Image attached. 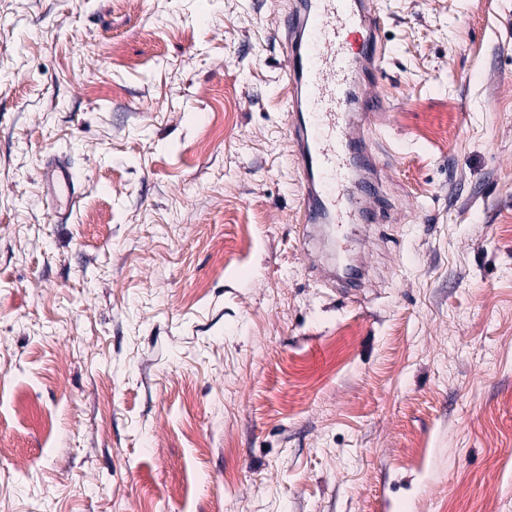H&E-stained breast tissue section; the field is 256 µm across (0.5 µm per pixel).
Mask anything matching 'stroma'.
Instances as JSON below:
<instances>
[{
  "mask_svg": "<svg viewBox=\"0 0 512 512\" xmlns=\"http://www.w3.org/2000/svg\"><path fill=\"white\" fill-rule=\"evenodd\" d=\"M384 8L337 234L288 0H0V512H512V0ZM44 185L51 197L58 200L64 197L66 206L74 202L76 197L74 177L63 161H54L45 168Z\"/></svg>",
  "mask_w": 512,
  "mask_h": 512,
  "instance_id": "35a3bbf8",
  "label": "stroma"
}]
</instances>
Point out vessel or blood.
Listing matches in <instances>:
<instances>
[{"label":"vessel or blood","instance_id":"vessel-or-blood-1","mask_svg":"<svg viewBox=\"0 0 512 512\" xmlns=\"http://www.w3.org/2000/svg\"><path fill=\"white\" fill-rule=\"evenodd\" d=\"M378 0H293L284 23L290 132L296 143L303 221L373 224L381 177L371 150L375 99L368 87L384 61ZM51 197L73 203L63 161L44 171Z\"/></svg>","mask_w":512,"mask_h":512}]
</instances>
